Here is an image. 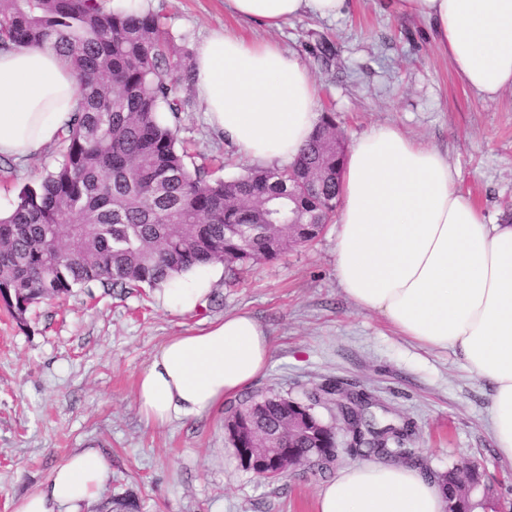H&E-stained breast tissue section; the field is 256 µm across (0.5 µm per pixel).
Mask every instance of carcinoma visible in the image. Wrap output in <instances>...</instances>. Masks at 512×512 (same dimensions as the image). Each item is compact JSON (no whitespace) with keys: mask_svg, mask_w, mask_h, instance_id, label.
<instances>
[{"mask_svg":"<svg viewBox=\"0 0 512 512\" xmlns=\"http://www.w3.org/2000/svg\"><path fill=\"white\" fill-rule=\"evenodd\" d=\"M31 45L70 61L82 99L61 135V165L0 218V304L18 324L77 286L138 291L216 263L232 283L335 217L346 146L328 112L290 164L230 179L187 165L178 134L194 105L193 64L156 14L108 11L102 0H0V51ZM306 180L314 191L278 197ZM247 224L258 228L250 239ZM360 401L362 440L378 458H395L387 443L403 429L378 425L368 396ZM254 403L258 429L283 419L276 394L234 408Z\"/></svg>","mask_w":512,"mask_h":512,"instance_id":"1","label":"carcinoma"}]
</instances>
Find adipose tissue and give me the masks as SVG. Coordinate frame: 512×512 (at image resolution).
<instances>
[{"label": "adipose tissue", "mask_w": 512, "mask_h": 512, "mask_svg": "<svg viewBox=\"0 0 512 512\" xmlns=\"http://www.w3.org/2000/svg\"><path fill=\"white\" fill-rule=\"evenodd\" d=\"M270 28L309 13L343 14L347 0H224ZM424 19L462 82L485 99L512 86V0H392ZM194 85L208 123L259 162L294 160L318 122L316 83L298 55L218 29L195 50ZM80 97L72 72L49 47L0 52V155L27 158L55 143ZM458 173L436 147L399 128H372L349 148L336 223V279L357 308L380 314L427 351L449 350L491 386L490 429L512 461V225L487 223L455 188ZM212 278L193 271L158 292L166 310L205 303ZM269 333L247 312L169 337L140 373L135 406L165 426L220 410L261 377ZM111 468L86 448L56 466L13 512H81ZM317 512H445L437 481L395 464L340 469L318 493Z\"/></svg>", "instance_id": "adipose-tissue-1"}]
</instances>
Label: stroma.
<instances>
[{
    "label": "stroma",
    "mask_w": 512,
    "mask_h": 512,
    "mask_svg": "<svg viewBox=\"0 0 512 512\" xmlns=\"http://www.w3.org/2000/svg\"><path fill=\"white\" fill-rule=\"evenodd\" d=\"M139 5L190 49L223 29L298 54L318 86L319 111L334 113L345 143L375 126H397L447 153L458 189L490 223L512 221V87L487 101L463 85L421 19L396 14L386 0H349L336 18L304 15L278 28L231 16L224 0ZM324 40L336 50L327 64L316 58ZM180 138L188 165L215 162V177L254 165L208 125L201 104L182 113ZM62 161L56 144L23 161L0 159V210ZM335 250L331 224L235 286L215 265L206 304L187 314L163 309L149 288H77L33 308L22 325L0 309V512H12L14 500L84 448L105 454L112 475L83 512H315L326 476L268 481L242 470L223 413L157 427L135 408L138 375L168 337L237 311L252 314L272 338L268 370L251 393L299 402L327 384L367 393L380 424L412 425L399 442L401 464L432 478L471 457L512 508V463L495 450L486 384L452 352L420 350L380 315L359 310L336 281Z\"/></svg>",
    "instance_id": "1"
}]
</instances>
